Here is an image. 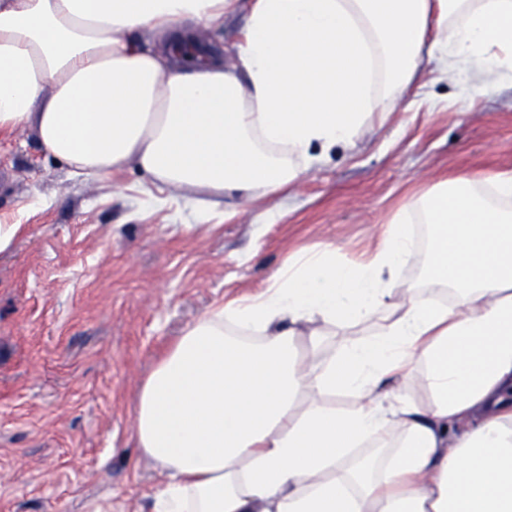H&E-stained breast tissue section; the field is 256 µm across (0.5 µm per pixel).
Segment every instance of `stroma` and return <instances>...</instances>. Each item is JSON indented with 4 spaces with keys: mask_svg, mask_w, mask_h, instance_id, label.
<instances>
[{
    "mask_svg": "<svg viewBox=\"0 0 512 512\" xmlns=\"http://www.w3.org/2000/svg\"><path fill=\"white\" fill-rule=\"evenodd\" d=\"M472 72L424 66L356 147L288 189L196 195L136 168L74 175L34 125L0 137V512H153L159 469L135 441V400L192 320L264 288L286 256L357 259L412 196L477 172H512V80L471 96Z\"/></svg>",
    "mask_w": 512,
    "mask_h": 512,
    "instance_id": "35a3bbf8",
    "label": "stroma"
}]
</instances>
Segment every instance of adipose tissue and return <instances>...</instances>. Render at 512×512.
I'll use <instances>...</instances> for the list:
<instances>
[{
	"label": "adipose tissue",
	"instance_id": "ef3b65f1",
	"mask_svg": "<svg viewBox=\"0 0 512 512\" xmlns=\"http://www.w3.org/2000/svg\"><path fill=\"white\" fill-rule=\"evenodd\" d=\"M239 11L229 61L195 45ZM430 62L512 77V0H0V134L34 123L77 175L262 199L356 146ZM403 209L431 229L427 288L399 284L396 215L368 259L288 257L160 355L135 405L167 474L153 512H512V173ZM414 376L425 403L400 392Z\"/></svg>",
	"mask_w": 512,
	"mask_h": 512
}]
</instances>
